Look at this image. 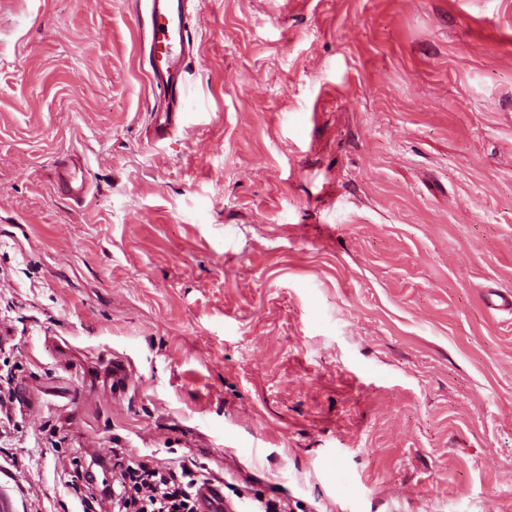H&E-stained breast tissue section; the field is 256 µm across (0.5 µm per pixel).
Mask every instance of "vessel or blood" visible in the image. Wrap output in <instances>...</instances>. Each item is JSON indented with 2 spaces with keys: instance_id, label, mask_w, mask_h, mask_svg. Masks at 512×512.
<instances>
[{
  "instance_id": "1",
  "label": "vessel or blood",
  "mask_w": 512,
  "mask_h": 512,
  "mask_svg": "<svg viewBox=\"0 0 512 512\" xmlns=\"http://www.w3.org/2000/svg\"><path fill=\"white\" fill-rule=\"evenodd\" d=\"M144 30L154 82L172 104H180L184 63L192 52L185 0H151L144 15ZM199 498L201 512H224V494L215 483L205 484Z\"/></svg>"
}]
</instances>
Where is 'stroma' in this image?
Listing matches in <instances>:
<instances>
[{
  "mask_svg": "<svg viewBox=\"0 0 512 512\" xmlns=\"http://www.w3.org/2000/svg\"><path fill=\"white\" fill-rule=\"evenodd\" d=\"M189 12L160 138L133 0H0V512L116 448L233 512H512V0Z\"/></svg>",
  "mask_w": 512,
  "mask_h": 512,
  "instance_id": "35a3bbf8",
  "label": "stroma"
}]
</instances>
